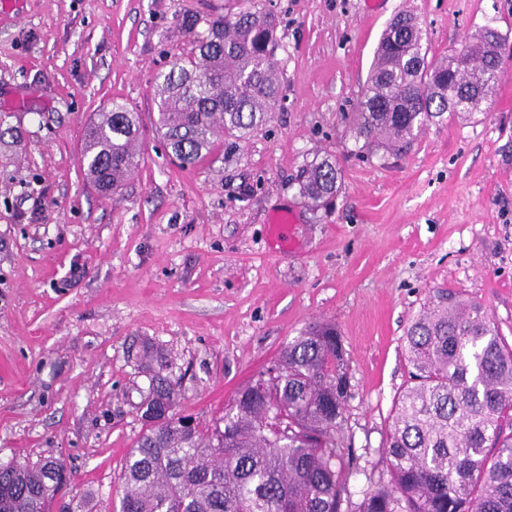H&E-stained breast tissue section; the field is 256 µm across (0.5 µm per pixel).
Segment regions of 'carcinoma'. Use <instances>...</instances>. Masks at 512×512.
Wrapping results in <instances>:
<instances>
[{
	"label": "carcinoma",
	"instance_id": "obj_1",
	"mask_svg": "<svg viewBox=\"0 0 512 512\" xmlns=\"http://www.w3.org/2000/svg\"><path fill=\"white\" fill-rule=\"evenodd\" d=\"M183 28L190 51L155 77L156 127L172 156L193 165L217 138L244 139L277 109L281 72L275 16L257 0H237L231 15L188 18ZM502 40L485 27L433 60L414 17L398 14L358 101L355 137L398 151L446 112L473 114L504 75L495 56ZM140 155L138 113L125 105L88 124L84 171L103 196L122 189ZM339 179L326 156L300 193L324 201ZM405 340L413 372L383 443L386 468L366 474L356 499V459L336 440L351 384L334 324L293 337L208 424L175 411L180 394L162 375L163 360L145 352L153 375L144 430L120 475V512H512V345L483 305L451 294L429 302ZM71 481L59 459L1 469L0 512H51Z\"/></svg>",
	"mask_w": 512,
	"mask_h": 512
}]
</instances>
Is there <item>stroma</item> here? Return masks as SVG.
I'll list each match as a JSON object with an SVG mask.
<instances>
[{"mask_svg":"<svg viewBox=\"0 0 512 512\" xmlns=\"http://www.w3.org/2000/svg\"><path fill=\"white\" fill-rule=\"evenodd\" d=\"M279 18L280 103L246 139L183 167L156 132L154 78L189 48L183 16L235 0H13L0 5V458L63 460L92 512L120 506L150 375L209 422L306 327L336 324L352 396L339 433L385 468L409 379L404 334L438 291L489 311L512 344V58L473 116L429 122L402 151L360 148L350 120L379 39L412 14L441 58L481 27L512 42V0H260ZM138 113L140 166L119 195L86 181L91 118ZM341 189L312 206L309 165ZM296 218V247L268 240ZM339 175L336 160L326 156L312 166L307 179L300 186V193L313 203L333 197L339 189ZM295 223L294 214L291 212H280L269 224L272 240L283 250L293 248L295 241L292 237V228Z\"/></svg>","mask_w":512,"mask_h":512,"instance_id":"35a3bbf8","label":"stroma"}]
</instances>
